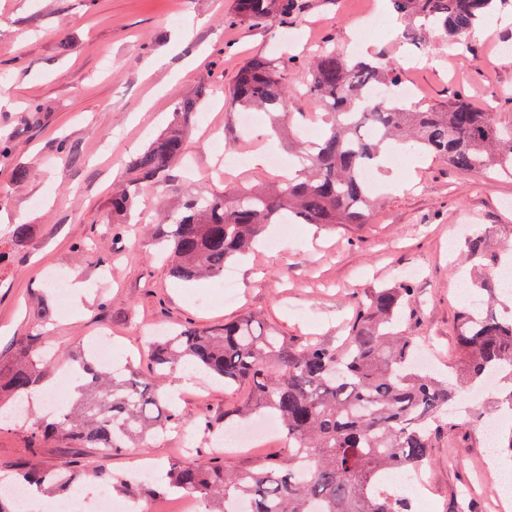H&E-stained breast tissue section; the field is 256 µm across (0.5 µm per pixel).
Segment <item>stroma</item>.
I'll return each instance as SVG.
<instances>
[{"label": "stroma", "mask_w": 512, "mask_h": 512, "mask_svg": "<svg viewBox=\"0 0 512 512\" xmlns=\"http://www.w3.org/2000/svg\"><path fill=\"white\" fill-rule=\"evenodd\" d=\"M369 2L317 5L281 28L239 20L236 0H0V136H17L14 153L0 159V251L11 255L0 264V364L13 360L20 343L38 347L45 361L36 391H57L65 405L75 393L58 389L61 375L104 330L112 337L113 359L148 379L155 368L145 342L153 330L210 328L251 314L290 342L334 347L347 334L357 298L408 276L416 288L410 332L429 348L436 374L464 381L458 310L473 279L497 273L512 254V206H503L512 203V177L475 176L435 158L421 157L411 166L397 156L403 186L374 179L378 208L369 223L298 224L288 237L281 225H270L266 236L277 241L276 249L263 247L228 265L236 285L230 301L212 280L177 281L151 239L163 206L174 205L179 194L202 184L218 192L228 184L246 191L279 177L269 166L225 167V157L247 159L261 148L296 166L290 141L271 135L267 115L256 113L251 132L242 133L237 113L224 108L225 95L248 59L294 54L297 64L284 72L296 95L293 127L323 133L320 113L303 89L309 54L326 41L347 50ZM380 10L384 25L365 27L362 39L368 51L383 52L398 65L400 85L415 87L430 104L465 95L512 124V59L497 53L499 45L512 46V6L477 31L463 53L437 37L422 48L400 42L398 18L385 2ZM202 81L212 93L199 106L169 197L147 196L130 224L116 230L110 222L113 186L128 179L131 160L169 126L176 104ZM18 165L31 171L22 183L12 176ZM15 224L31 227L18 247L10 237ZM457 224L482 235L481 264L467 258L464 246H450ZM51 271L84 283V294L69 292L66 304H59L46 281ZM46 305L54 311L48 322L41 317ZM160 387L177 407L179 430L109 455L60 438L35 439L43 410L24 421L7 419L11 401L1 397L0 478L29 464L76 459L89 471L82 480L87 496L128 492L151 512H180L166 497L139 487H107L96 472L127 479L142 462L159 470L172 461L210 457L245 470L287 455L278 436L254 448L224 447V413L243 403L247 385L174 373ZM481 418V405L472 400L442 417L424 467L434 492L431 512H454L463 492L470 512H492L490 493L498 482L481 466Z\"/></svg>", "instance_id": "35a3bbf8"}]
</instances>
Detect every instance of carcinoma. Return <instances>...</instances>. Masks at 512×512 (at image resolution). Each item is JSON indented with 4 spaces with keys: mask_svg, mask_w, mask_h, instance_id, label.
<instances>
[{
    "mask_svg": "<svg viewBox=\"0 0 512 512\" xmlns=\"http://www.w3.org/2000/svg\"><path fill=\"white\" fill-rule=\"evenodd\" d=\"M315 0H237L239 15L254 23L292 24ZM509 0H390L397 16L438 33L454 49L469 40ZM376 62L354 61L323 43L311 56L305 93L327 115L328 129L305 146L301 173L246 192L215 193L207 187L166 212L156 243L172 257V273L187 282L224 274L232 259L252 251L270 224H367L374 201L360 172L374 166L392 143L443 159L468 174L512 176V129L495 112H482L457 95L443 105L407 108L394 97L370 101L364 87L394 86L398 68L382 54ZM288 62L259 56L247 61L229 89L231 109L266 111L274 126L292 114L293 95L283 82ZM206 89L177 103L174 120L132 161L140 183L158 184L184 157L187 134ZM135 195H112V223L121 224ZM414 288L403 280L375 288L357 303L348 335L338 347L291 343L256 316L214 328L185 327L149 341L161 370L193 366L224 384L248 382L245 411L268 413L288 440V458L240 471L221 461L171 462L156 482L160 495L183 490L210 504L208 512H230L243 501L247 512H407V497L385 483L392 470L420 467L429 457L439 415L462 388L410 370L417 349L407 322ZM502 294L495 277L459 308L457 350L474 385L492 373L509 372L511 388L496 407H512V316L496 309ZM40 356L29 346L0 374V394L17 399L37 379ZM75 407L37 427L43 438L61 436L81 448L108 453L131 443L148 444L158 429L180 419L161 400L156 385L129 366L103 372L80 357ZM78 461L32 465L13 479L34 490L61 492L84 476Z\"/></svg>",
    "mask_w": 512,
    "mask_h": 512,
    "instance_id": "cac0c4a2",
    "label": "carcinoma"
}]
</instances>
